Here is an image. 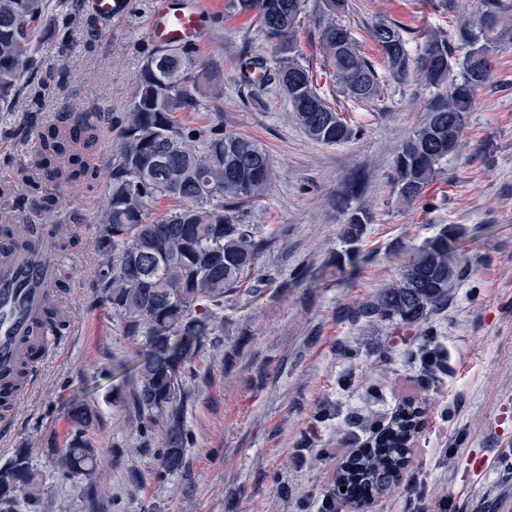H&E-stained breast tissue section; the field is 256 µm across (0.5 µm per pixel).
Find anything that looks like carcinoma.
<instances>
[{
  "label": "carcinoma",
  "instance_id": "1",
  "mask_svg": "<svg viewBox=\"0 0 512 512\" xmlns=\"http://www.w3.org/2000/svg\"><path fill=\"white\" fill-rule=\"evenodd\" d=\"M304 0H224V11L251 14L270 45L271 58L254 57L246 67L256 73L248 82L275 86L288 98L294 119L306 135L321 144H343L356 132L343 115L319 94L311 71L292 56L293 37ZM342 0H323L327 15L320 42L336 85L347 97L371 101L379 93V73L361 50L349 27L336 22ZM48 0H0V103L15 100L34 63V40ZM512 17V0H476L475 16L459 23L454 39L466 48L453 56L450 41L437 34L426 39L419 67L436 92L426 104V118L401 143L392 184L399 200H419L454 152L472 111L476 91L493 73L501 49L500 29ZM386 71L398 78L410 70L403 28L379 23L372 29ZM192 52L177 46L149 56L133 93L132 106L120 122L112 154L107 195L98 225L100 264L92 287L110 305L131 336L142 338L144 360L136 367L128 402L143 433L161 429L162 473L185 466L187 436L183 424L185 382L201 341L208 335L210 311L240 292L255 273L262 244L245 223L243 205L264 195L270 159L257 142L224 129L220 122L202 126L180 122L177 113L195 106L189 84ZM367 80L361 95L353 87ZM64 127L42 134L35 168L48 182L81 185L92 174L76 150L93 149L99 135L96 112L63 118ZM170 208L154 216L153 204ZM369 218L346 214L342 241L357 249ZM456 229L438 228L420 255L398 277L365 303L362 312L379 321L417 325L448 302V292L467 266L457 256ZM415 357L434 376L446 367L436 346L419 348ZM72 436L55 454L58 476L101 482L102 449L87 438L92 409L75 402L68 411ZM422 412L402 411L386 426L356 420L352 426L369 434L372 447L342 462L336 490L352 494L358 486L373 496L402 478L407 444L416 437ZM33 449L17 448L0 465V512H14L20 495L39 484Z\"/></svg>",
  "mask_w": 512,
  "mask_h": 512
}]
</instances>
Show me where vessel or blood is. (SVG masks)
Instances as JSON below:
<instances>
[{"label":"vessel or blood","mask_w":512,"mask_h":512,"mask_svg":"<svg viewBox=\"0 0 512 512\" xmlns=\"http://www.w3.org/2000/svg\"><path fill=\"white\" fill-rule=\"evenodd\" d=\"M129 0H90L93 14L112 18L128 9ZM202 10L198 0L172 7L156 0L149 18L153 39L159 43L190 44L200 31ZM62 275L53 236L32 239L27 250L0 256V389L11 391L17 366L45 340L38 321Z\"/></svg>","instance_id":"1"}]
</instances>
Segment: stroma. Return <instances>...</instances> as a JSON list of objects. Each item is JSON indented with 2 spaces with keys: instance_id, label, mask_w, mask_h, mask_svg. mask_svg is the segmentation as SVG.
<instances>
[{
  "instance_id": "35a3bbf8",
  "label": "stroma",
  "mask_w": 512,
  "mask_h": 512,
  "mask_svg": "<svg viewBox=\"0 0 512 512\" xmlns=\"http://www.w3.org/2000/svg\"><path fill=\"white\" fill-rule=\"evenodd\" d=\"M78 0L75 16L50 9L26 92L0 107V220L62 225L72 240L59 249L66 301L76 327L48 341L50 353L34 374L18 414L0 431V464L14 449L31 447L41 475L16 512H512V451L483 471L471 456L512 440V27H505L494 76L477 93L457 152L442 164L425 197L398 201L391 187L402 139L425 118L433 87L418 71L406 79L380 74L368 103L344 97L323 59L322 0H305L294 36L295 57L309 66L320 95L357 129L341 145L311 140L278 90L247 85L250 56L270 46L248 16H229L224 0H204L199 62L191 86L197 105L184 122L221 121L255 140L271 160L268 192L246 205L248 223L263 241L259 274L214 309L210 334L186 381V465L160 476L163 435L140 432L128 411V387L145 348L127 335L92 282L95 240L107 185L113 118L127 112L146 58L161 50L149 34L154 0H131L120 19L94 16ZM475 0H345L336 14L360 49L379 53L371 28L395 22L411 58L431 29L452 33ZM91 111L108 122L92 157L99 173L91 187L60 186L43 211L26 169L40 134L63 114ZM349 206L370 222L357 251H347L337 198L350 182ZM462 227L468 275L427 323L396 325L360 316V308L397 278L439 225ZM435 342L448 367L427 375L408 349ZM96 412L88 436L97 447L125 449L108 458L96 487L58 481L48 449L66 448L74 401ZM414 403L422 427L401 482L354 509L334 498L339 464L367 442L349 428L358 416L391 422Z\"/></svg>"
}]
</instances>
